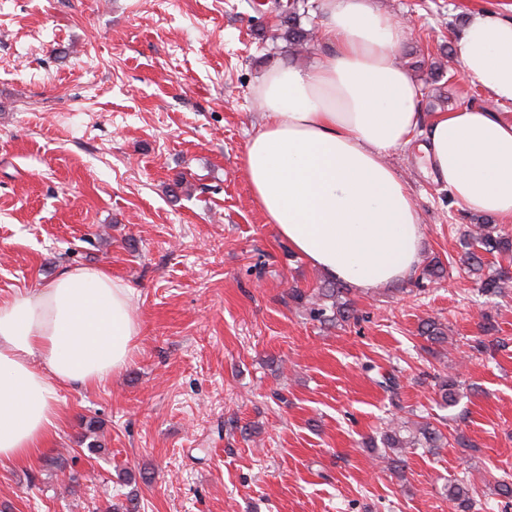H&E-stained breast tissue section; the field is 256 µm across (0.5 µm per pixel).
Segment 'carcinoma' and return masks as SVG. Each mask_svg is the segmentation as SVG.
<instances>
[{
	"instance_id": "obj_1",
	"label": "carcinoma",
	"mask_w": 512,
	"mask_h": 512,
	"mask_svg": "<svg viewBox=\"0 0 512 512\" xmlns=\"http://www.w3.org/2000/svg\"><path fill=\"white\" fill-rule=\"evenodd\" d=\"M297 4L290 2L288 6V30L284 37L288 41V53L297 55L310 45L312 31L305 30L296 24ZM466 264L469 271L476 276L480 288L491 294H500L507 288H512V272L507 267L495 268L484 273L488 266L487 256L500 257L504 260L512 258V234L497 229L494 224H478L464 241ZM347 289L340 283H327L318 288L317 301L310 309V314L317 320L330 322H348L354 318V309L348 301L342 300ZM421 336L434 345L448 342L446 327L435 319H427L420 327ZM435 393L443 405L455 406L460 397V382L457 377L443 373L436 377ZM96 422L90 420L85 425L82 440L87 442L89 453L102 450L96 439ZM443 434L429 422H416L409 427L406 422H400L387 430L382 437L384 447L391 450L387 457L389 468L397 470L400 460L396 455L406 448H439ZM448 501L453 505L454 512H473L476 500V489L461 476L448 482L446 488Z\"/></svg>"
}]
</instances>
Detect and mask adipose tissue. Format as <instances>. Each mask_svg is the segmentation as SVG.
I'll return each mask as SVG.
<instances>
[{"instance_id":"adipose-tissue-1","label":"adipose tissue","mask_w":512,"mask_h":512,"mask_svg":"<svg viewBox=\"0 0 512 512\" xmlns=\"http://www.w3.org/2000/svg\"><path fill=\"white\" fill-rule=\"evenodd\" d=\"M316 64L270 68L263 122L243 166L267 223L330 280L366 290L409 281L423 229L388 162L425 129L435 179L472 212L512 217V116L466 104L423 122L419 85L399 65L407 30L371 0H323ZM463 74L512 103V17L472 12L456 34ZM132 287L95 267L62 269L37 291L0 300V467L46 448L61 386L91 387L125 368L141 331Z\"/></svg>"}]
</instances>
